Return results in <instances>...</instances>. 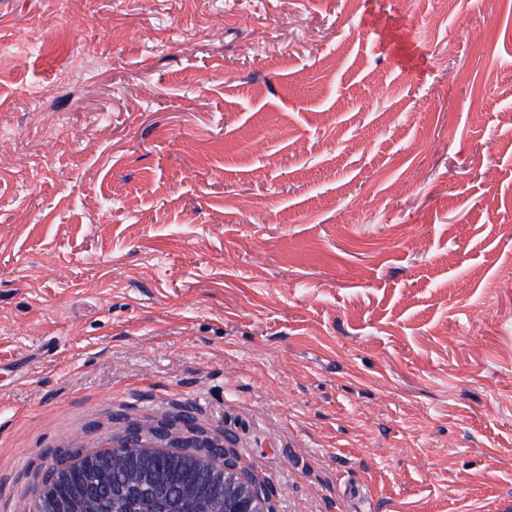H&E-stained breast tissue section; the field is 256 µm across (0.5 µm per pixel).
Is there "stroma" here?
<instances>
[{
    "instance_id": "35a3bbf8",
    "label": "stroma",
    "mask_w": 512,
    "mask_h": 512,
    "mask_svg": "<svg viewBox=\"0 0 512 512\" xmlns=\"http://www.w3.org/2000/svg\"><path fill=\"white\" fill-rule=\"evenodd\" d=\"M512 0H0V512L177 420L277 512H512Z\"/></svg>"
}]
</instances>
